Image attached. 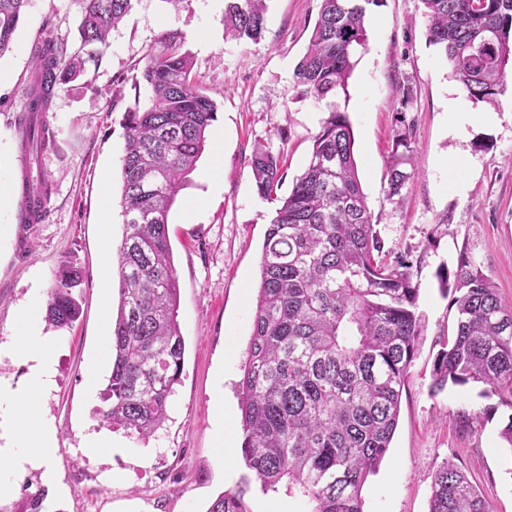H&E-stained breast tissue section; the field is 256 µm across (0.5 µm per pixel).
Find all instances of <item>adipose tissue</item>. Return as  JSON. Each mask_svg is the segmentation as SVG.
I'll return each instance as SVG.
<instances>
[{
	"instance_id": "adipose-tissue-1",
	"label": "adipose tissue",
	"mask_w": 512,
	"mask_h": 512,
	"mask_svg": "<svg viewBox=\"0 0 512 512\" xmlns=\"http://www.w3.org/2000/svg\"><path fill=\"white\" fill-rule=\"evenodd\" d=\"M41 304V295H34L28 308L20 315L18 340L13 348L14 355L28 366L29 390L17 394L0 386V403L9 402L15 419L19 421L18 446L0 455V495L12 490L9 480L3 479V472L47 461L55 448L53 429L39 410V400L52 386L55 374L51 339L29 328V321Z\"/></svg>"
}]
</instances>
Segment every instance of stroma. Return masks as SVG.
Segmentation results:
<instances>
[{
  "instance_id": "35a3bbf8",
  "label": "stroma",
  "mask_w": 512,
  "mask_h": 512,
  "mask_svg": "<svg viewBox=\"0 0 512 512\" xmlns=\"http://www.w3.org/2000/svg\"><path fill=\"white\" fill-rule=\"evenodd\" d=\"M319 0H268L259 42H239L224 30L225 0H138L112 29L93 87L59 85L47 121L54 149L33 173L49 178V216L16 221L17 199L0 210V382L23 392L28 369L11 355L17 319L34 285L51 288L62 261L84 272L80 319L36 332L54 342L55 376L41 397L56 428L49 470L10 473L15 495L44 488L51 512H207L223 492L239 494L246 512H310L298 490L263 488L245 464L237 383L252 331L251 300L260 254L273 216L251 170L256 148L280 154L284 189L308 161L330 111L346 113L355 138L359 177L388 257L405 256L418 287L416 313L424 333L402 390L398 426L378 471L362 488L364 512H429L431 483L446 462L460 467L489 499L493 512H512V451L500 431L512 409L479 384L432 393L433 361L457 314L440 276L455 271L461 253L476 255L500 293L512 300V79L496 103L475 100L447 61L428 45L420 0H380L366 16L368 45L354 58L347 91L318 101L298 96L294 69L317 20ZM80 0H31L12 52L0 57V183L20 177L15 121L32 74L31 51L48 30L78 47ZM181 31L197 79L219 107L218 119L194 170L169 213V237L180 287L184 367L168 418L147 438L103 425L96 411L111 370L101 353L110 342L119 301L116 275L103 273V243L119 247L120 121L134 104L141 60L166 31ZM455 112L490 115L487 123L456 128ZM409 130L415 172L400 196L384 192L396 131ZM220 178H211L213 164ZM95 384H88L89 370ZM494 412L459 429L460 410ZM91 433L112 441L82 449Z\"/></svg>"
}]
</instances>
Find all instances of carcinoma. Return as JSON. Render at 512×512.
I'll return each instance as SVG.
<instances>
[{
  "label": "carcinoma",
  "instance_id": "carcinoma-1",
  "mask_svg": "<svg viewBox=\"0 0 512 512\" xmlns=\"http://www.w3.org/2000/svg\"><path fill=\"white\" fill-rule=\"evenodd\" d=\"M30 0H0V56L12 48ZM137 0H84L80 46L47 34L34 47L28 111L18 120L28 164L55 135L37 121L60 84H91L86 61L100 65L112 29ZM379 0H320L295 87L317 100L346 91L355 54L367 45V6ZM426 39L478 101H495L512 65V0H421ZM266 0H227L225 31L258 40ZM144 57L150 88L124 112L119 302L112 320V370L101 422L146 437L167 419L185 345L178 323L179 284L168 217L185 174L207 146L218 106L196 83L194 59L179 31H166ZM280 155L258 149L251 169L258 194L275 205L263 242L252 332L242 365V454L264 485L282 480L313 504L311 512H363L361 491L397 429L402 389L423 327L411 265L390 261L358 178L354 136L336 110L314 137L311 158L288 195H278ZM414 171L410 132L393 140L386 196L401 194ZM42 174H26L19 216L36 195L50 200ZM456 326L432 368V388L483 384L512 409V301L500 295L477 258L460 254L453 276ZM82 272L62 265L48 292L45 321L65 329L79 318ZM45 490L26 493L0 512H43ZM207 512H243L240 497L220 494ZM429 512H491L488 498L445 462L431 485Z\"/></svg>",
  "mask_w": 512,
  "mask_h": 512
}]
</instances>
